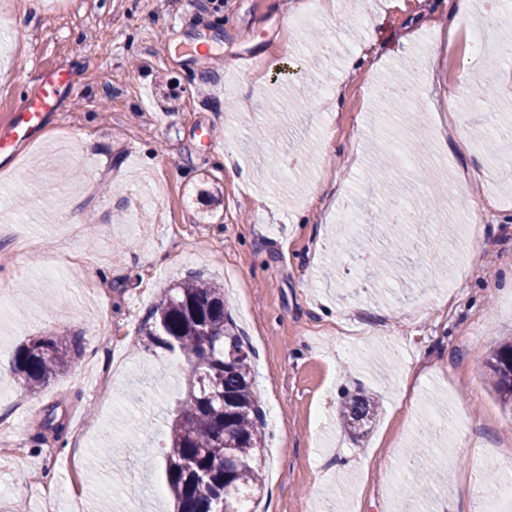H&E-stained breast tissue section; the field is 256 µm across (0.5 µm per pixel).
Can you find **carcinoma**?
<instances>
[{
	"instance_id": "1",
	"label": "carcinoma",
	"mask_w": 512,
	"mask_h": 512,
	"mask_svg": "<svg viewBox=\"0 0 512 512\" xmlns=\"http://www.w3.org/2000/svg\"><path fill=\"white\" fill-rule=\"evenodd\" d=\"M147 349L179 353L188 363L187 395L175 410L162 459L178 512H244L262 488L259 455L265 413L253 390V352L232 317L223 288L189 279L168 289L143 322ZM80 342L33 337L14 357V372L34 391L66 372ZM489 384L512 407V338L499 343L489 363ZM374 396L358 391L339 420L360 436L375 417Z\"/></svg>"
}]
</instances>
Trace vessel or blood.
I'll use <instances>...</instances> for the list:
<instances>
[{
	"mask_svg": "<svg viewBox=\"0 0 512 512\" xmlns=\"http://www.w3.org/2000/svg\"><path fill=\"white\" fill-rule=\"evenodd\" d=\"M71 92L70 77L64 69H38L9 126L0 130V153L14 157L35 143L46 114L58 111Z\"/></svg>",
	"mask_w": 512,
	"mask_h": 512,
	"instance_id": "b4317fda",
	"label": "vessel or blood"
}]
</instances>
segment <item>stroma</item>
Masks as SVG:
<instances>
[{
  "label": "stroma",
  "instance_id": "stroma-1",
  "mask_svg": "<svg viewBox=\"0 0 512 512\" xmlns=\"http://www.w3.org/2000/svg\"><path fill=\"white\" fill-rule=\"evenodd\" d=\"M0 0V126L36 68L70 71L71 96L40 143L0 155V209L25 202L0 231V362L52 333L80 337L68 372L29 393L0 375V415L13 436L0 453V512H168L161 448L184 399L186 363L139 337L174 283L223 287L255 349L254 389L279 426L261 452L258 512H493L499 491L468 492L474 469L512 478V410L488 379L512 336V166L494 136L501 111L476 107L458 54L449 78L453 0H321L322 22L297 25L312 0ZM452 43L470 29L460 18ZM438 47L418 82V123L371 95L407 57ZM367 59L354 64L357 53ZM307 93L291 112L277 101ZM234 144H226L225 131ZM211 145H204V132ZM472 141L462 151L459 138ZM486 179L468 180L472 167ZM448 183L480 211L485 247L428 205L421 176ZM414 206L416 250L375 276L390 251L377 218L391 183ZM362 213L348 249L341 216ZM80 223H73V216ZM445 274H432L433 265ZM113 366L108 398L92 366ZM419 381L403 392L406 376ZM377 394L379 414L356 438L338 424L344 394ZM446 474L423 500L400 464L428 419ZM146 422L136 444L127 433ZM111 435L113 452L100 451ZM60 457L45 466L41 452ZM56 491L53 505L39 496Z\"/></svg>",
  "mask_w": 512,
  "mask_h": 512
}]
</instances>
